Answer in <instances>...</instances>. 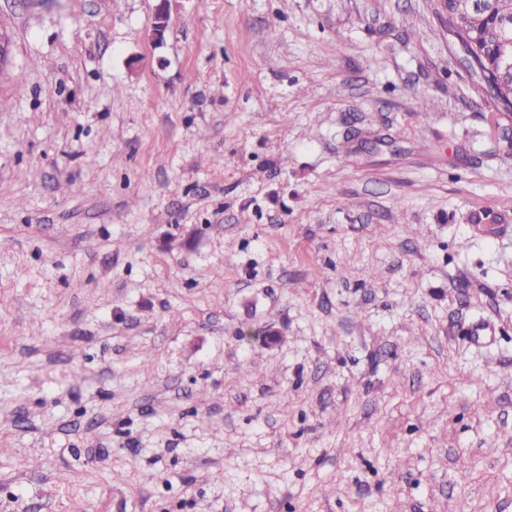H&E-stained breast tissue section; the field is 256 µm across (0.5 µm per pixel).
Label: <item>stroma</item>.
<instances>
[{"label": "stroma", "mask_w": 512, "mask_h": 512, "mask_svg": "<svg viewBox=\"0 0 512 512\" xmlns=\"http://www.w3.org/2000/svg\"><path fill=\"white\" fill-rule=\"evenodd\" d=\"M0 29V512H512V118L430 0Z\"/></svg>", "instance_id": "obj_1"}]
</instances>
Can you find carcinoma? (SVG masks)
Returning <instances> with one entry per match:
<instances>
[{
    "instance_id": "carcinoma-1",
    "label": "carcinoma",
    "mask_w": 512,
    "mask_h": 512,
    "mask_svg": "<svg viewBox=\"0 0 512 512\" xmlns=\"http://www.w3.org/2000/svg\"><path fill=\"white\" fill-rule=\"evenodd\" d=\"M512 34V0L448 2V32L471 55L497 107L512 110V72L495 65L492 53L503 32Z\"/></svg>"
}]
</instances>
